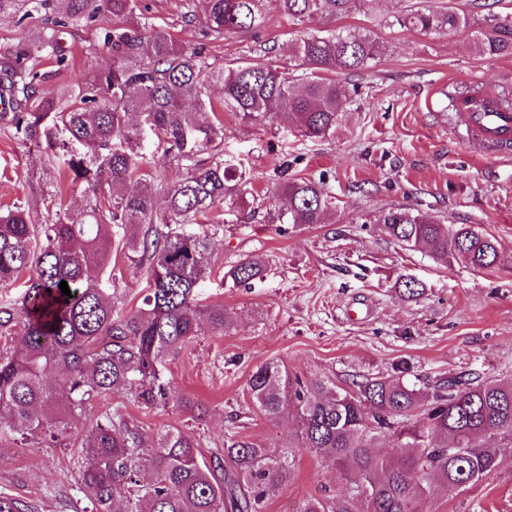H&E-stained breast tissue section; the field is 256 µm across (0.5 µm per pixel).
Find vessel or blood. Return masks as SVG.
I'll use <instances>...</instances> for the list:
<instances>
[{
    "label": "vessel or blood",
    "instance_id": "b4317fda",
    "mask_svg": "<svg viewBox=\"0 0 512 512\" xmlns=\"http://www.w3.org/2000/svg\"><path fill=\"white\" fill-rule=\"evenodd\" d=\"M451 106L463 124L469 142L494 156L512 147V106L495 95L477 90L456 97Z\"/></svg>",
    "mask_w": 512,
    "mask_h": 512
}]
</instances>
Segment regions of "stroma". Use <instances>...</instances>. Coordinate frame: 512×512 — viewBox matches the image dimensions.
<instances>
[{
  "label": "stroma",
  "instance_id": "35a3bbf8",
  "mask_svg": "<svg viewBox=\"0 0 512 512\" xmlns=\"http://www.w3.org/2000/svg\"><path fill=\"white\" fill-rule=\"evenodd\" d=\"M448 8L470 16L467 27L425 34L394 25L409 6ZM189 0H136L134 17L170 26L187 47L204 46L212 68L245 60L267 61L265 43L287 42L294 27L276 6L252 35L204 38L198 24L186 25ZM512 17V0H360L342 23L370 31L381 46L368 69L337 75L351 91L347 124L336 134L310 140L288 121L265 126L222 112L225 155L245 167L249 181L238 189L245 202L240 221L211 224L212 273L196 288L203 306H223L230 322L221 336L198 337L168 361L163 378L196 406L170 404L138 408L120 396L96 404L74 421L65 439L28 440L0 436V492L30 502L34 512H92L80 491V442L102 411L121 414L154 436L176 426L196 437L204 458L221 453L224 436L238 433L275 448L287 443L293 426L271 422L248 408L252 371L280 360L303 377L318 375L337 384L365 376H388L397 362L412 366L420 381L459 372L484 377L512 376V157L486 159L454 135L448 93L457 85L482 84L512 95V55L477 53L473 43L495 19ZM46 26L40 15L0 14V59L21 46L37 45ZM66 68L41 58L40 93L58 90L75 76L111 67L103 27L72 26L59 35ZM139 162L155 181L174 182L178 169L163 139L148 134ZM319 181L336 199V212L323 224L268 223L264 192L275 170ZM60 193L64 205H83L66 172H39L31 149L0 118V211L29 206L42 222V195ZM404 206L445 224H468L495 236L500 260L489 271L447 264L423 251L402 249L375 221L379 211ZM266 260L263 279L249 288L226 285L224 273L246 256ZM101 288L125 307L136 306L152 282L145 270L129 266L123 252L112 255ZM412 277L422 293L411 299L397 282ZM502 467L464 491L439 490L422 512H512V447L501 449ZM329 463L302 453L294 480L274 495L265 512H302L308 499L335 487Z\"/></svg>",
  "mask_w": 512,
  "mask_h": 512
}]
</instances>
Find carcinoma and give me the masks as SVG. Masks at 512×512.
<instances>
[{"label":"carcinoma","mask_w":512,"mask_h":512,"mask_svg":"<svg viewBox=\"0 0 512 512\" xmlns=\"http://www.w3.org/2000/svg\"><path fill=\"white\" fill-rule=\"evenodd\" d=\"M198 2L205 34L215 39L255 32L265 22L267 0ZM276 2L299 27L288 55L274 43L265 50V65L237 61L214 70L204 48L188 50L171 32L131 21L134 0H0V14L44 12L50 31L42 46L53 51L56 26L93 25L112 15L103 36L112 67L61 97L36 94L42 75L28 65L30 50L0 62V95L14 105L15 133L36 148L41 169L63 163L84 191V205L74 212L61 210L46 193L39 224L21 205L0 213V282L28 276L21 298L0 303V435L8 429L40 436L114 394L145 409L166 406L172 400L161 376L167 359L206 332L222 336L230 329L224 307L195 301L198 283L212 271V237L204 225L218 223L220 206L224 219L238 217L234 190L247 181L241 164L224 157L210 86L221 84L222 109L247 122L285 117L303 136L321 139L341 129L349 101L328 74L367 69L380 55L379 43L357 28L306 27L315 18L348 15L353 0ZM395 21L424 33L469 24L464 13L421 7ZM475 45L485 55H511L512 22L503 20ZM188 100L197 108H187ZM149 133L174 151L180 174L173 184L159 186L141 171L136 147ZM203 154L208 160L199 159ZM134 177L141 188L125 190ZM270 204L275 224H323L335 209L319 184L290 178L286 168ZM377 223L400 246L422 248L437 260L485 270L499 259L495 237L471 225L442 224L406 207L382 211ZM114 246L153 281L131 310L94 282ZM264 271L261 257L247 256L224 280L245 286ZM63 281L69 297L60 290ZM60 372L61 382L55 379ZM409 375L402 364L392 377L345 388L293 375L281 361L265 362L250 376L247 397L265 419L288 418L294 442L265 448L227 434L214 464L180 428L149 444L136 425L109 416L82 441L81 492L93 512H113L119 502L121 512H263L294 478L296 455L304 450L330 463L343 481L340 492L309 499L304 512H420L439 489L463 491L500 468L497 448L512 447V377L451 375L421 388ZM386 437L396 442L389 457L374 452ZM0 512L32 508L1 493Z\"/></svg>","instance_id":"1"}]
</instances>
